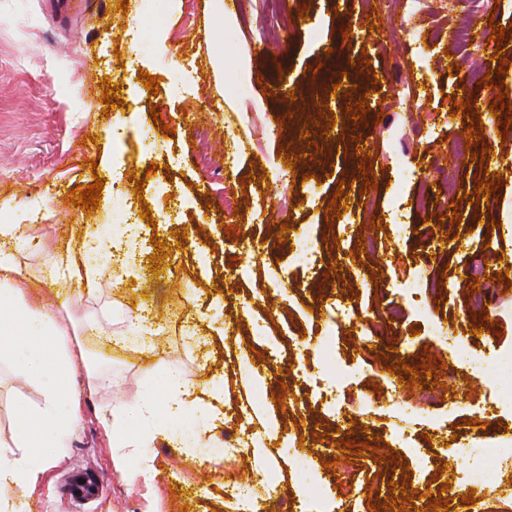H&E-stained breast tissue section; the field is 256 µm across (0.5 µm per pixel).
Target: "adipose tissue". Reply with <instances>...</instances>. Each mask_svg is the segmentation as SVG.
Instances as JSON below:
<instances>
[{
	"label": "adipose tissue",
	"mask_w": 512,
	"mask_h": 512,
	"mask_svg": "<svg viewBox=\"0 0 512 512\" xmlns=\"http://www.w3.org/2000/svg\"><path fill=\"white\" fill-rule=\"evenodd\" d=\"M22 235L21 225H0V309L8 311L0 316V335H20L28 376L51 374L56 384L45 393L41 406L20 411L13 441L0 442V512H12L2 490H33L79 423V402L72 387L77 362L56 349L69 328L53 315L46 296L24 287L15 251ZM208 406L199 381L169 372L160 391H144L133 405L112 409L102 424L116 447L137 453L158 441L174 442L176 423L191 410Z\"/></svg>",
	"instance_id": "ef3b65f1"
}]
</instances>
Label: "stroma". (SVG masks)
<instances>
[{"mask_svg":"<svg viewBox=\"0 0 512 512\" xmlns=\"http://www.w3.org/2000/svg\"><path fill=\"white\" fill-rule=\"evenodd\" d=\"M124 3L130 14L122 13ZM288 6L302 12L301 25L260 54L250 45L260 23L259 0H224L220 15L212 0H180L166 8L167 22L158 29L135 21L155 11L156 0H84L70 10L60 0H0V225L35 214L36 233L47 246L22 251L23 271L49 293L56 318L78 326V334L66 338L63 347L94 357L101 383L97 392H88L86 372L77 368L79 425L33 492L16 500L17 512H225V475L236 471L266 483L271 512H281L288 501L304 499L307 460L316 478L328 481L326 512H336L337 501L361 487L370 489L374 510L407 495L408 512H431V502L461 465L444 440L455 436L478 448L512 429V414L492 409L494 372L468 381L464 366L442 351L425 321L413 317L402 318L367 350L355 329L333 335L332 347L355 370L356 381L339 395L343 419L315 405L324 338L314 332L313 315L343 291L372 313L383 309L394 284L415 271L446 278L450 288L434 318L447 330L449 342L479 352L511 350L512 240L496 239L490 225L500 212L484 202L462 205L459 223L450 227L451 238L438 251L424 241L429 225L448 213L441 202L434 205L433 217L407 214L401 233L389 224L379 229L360 220L341 232L337 213L329 208L335 191L354 205L368 204L372 216L386 208L388 184L395 177L389 145H397L407 163L439 162L457 174L465 193L473 192L485 172L476 161L461 163L453 150L458 132L468 127L466 118L453 113L462 101L457 76L439 68L432 88L415 102L414 118L420 123L450 115L435 136L417 143L408 137L398 109L397 93L407 78L400 50H372L366 66L357 47L344 44V30L366 20L398 32L405 0H288ZM487 21V11L473 10L470 0H428L419 18L421 26L447 31L466 23L480 29ZM228 24L232 35L221 39ZM331 43L341 46L345 70H328L322 47ZM190 64L201 77L187 88L180 78ZM244 65L251 74L247 103L232 77ZM142 72L159 79L157 95L146 93L138 81ZM381 73L389 75L388 83L376 84ZM86 80L94 85L90 98L79 93ZM283 82L291 101L277 91ZM109 83L118 86L121 100L112 110L101 100ZM336 83L342 86L337 94L332 91ZM473 95L487 148L512 157V135L500 138L497 119L488 110L494 91L477 86ZM362 99L370 109L365 119H353L346 106ZM154 107L170 135L156 130L150 115ZM327 108L337 125L323 134L315 121ZM305 130L314 132L320 155L308 154L301 136ZM234 135L253 147L230 172L224 153ZM291 153L297 154L296 163L285 162ZM366 158L372 159L377 179L371 189L359 166ZM277 166L308 177L313 204L288 213L277 209L263 190L265 177ZM97 177L103 182L98 210L68 204L71 188L87 187ZM139 178L158 185L159 194L136 198ZM229 186L242 196L246 212L259 207L265 217L261 223L235 218L232 237L218 219ZM116 188L131 205L146 203L154 220L125 267L112 262L108 251L89 249L91 232L112 221ZM298 224L308 226L321 245L315 269L288 264V246L280 236L283 226ZM242 234L260 242L262 254L239 250ZM365 236L374 238L376 253L359 249ZM157 240L165 245L159 273L137 276V268L149 266ZM489 244L506 255L497 268L507 279L493 286L502 330L476 334L470 330L469 287L461 271ZM66 245L78 248L79 262L97 269L95 291L53 285V249ZM231 258L238 274L227 271ZM333 267L340 276L329 277ZM280 271L288 278L286 287H268L269 275ZM245 300L253 305L247 318L239 315ZM134 306L149 307L154 341L113 345ZM107 319L111 335L88 332V323ZM406 342L412 345L410 360H441L437 404L419 401L411 388L384 390L387 357ZM280 349L301 354L306 372L295 377L279 369L266 378L260 390L265 399L248 419L255 429L275 434L261 459L244 448L211 465L188 450L158 443L147 451L151 478L129 481L128 472L139 460L113 447L101 423L112 407L134 403L147 387H160L163 372L175 371L203 381L213 392L214 405L196 419L223 439L225 410L242 406L259 390L254 384L259 362ZM463 386L467 399L455 398ZM44 389V383L25 378L21 355L0 358V441L12 442L17 408L40 405ZM398 407L414 416L415 447H400L388 436ZM286 435L302 437V448L284 447ZM347 441L362 448L350 462L342 452ZM386 453L398 458L396 467L377 463V456ZM76 472L97 481L96 495L69 496L68 481Z\"/></svg>","mask_w":512,"mask_h":512,"instance_id":"35a3bbf8","label":"stroma"}]
</instances>
